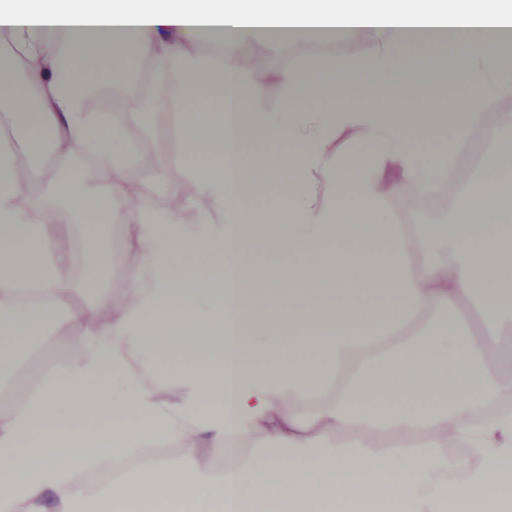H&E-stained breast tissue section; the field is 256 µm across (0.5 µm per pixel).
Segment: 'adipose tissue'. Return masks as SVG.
<instances>
[{"mask_svg": "<svg viewBox=\"0 0 512 512\" xmlns=\"http://www.w3.org/2000/svg\"><path fill=\"white\" fill-rule=\"evenodd\" d=\"M512 10L504 0H10L0 30L23 58L0 70V123L33 119L27 148L44 141L97 156L114 186L131 148L113 113L87 106L101 86L123 112L141 111L131 89L142 56L167 79L177 183L144 211L127 195L101 200L58 171L19 172L0 151V381L22 366L52 311L86 329L87 350L54 368L27 398L0 413V512H69L77 476L107 459L140 460L161 441L184 460H153L145 483L114 475L106 512H248L275 502L382 496L406 512H447L449 468L476 493L474 512H512V412L471 415L512 399V378L488 354L512 328V154L496 155L460 194L447 223H396L384 204L392 184L430 193L448 181L458 148L486 110L512 98ZM322 36L367 41L365 54H325L279 71L282 103H263L238 46ZM459 42L448 67L430 57L408 75L396 59L408 40ZM463 89L461 105L442 103ZM431 98L424 111L380 106L383 95ZM446 152L413 144L438 133ZM346 135L351 148L336 139ZM293 145L274 158L272 143ZM369 153H361V146ZM48 181L51 205L27 197ZM188 180L190 193L178 183ZM277 197L263 210L252 198ZM192 213L185 223L183 213ZM135 228L141 246L125 269L131 303L96 291L73 310L68 237L97 223ZM210 257L171 274V253ZM268 254L282 264L260 268ZM474 299L487 327L470 332L458 310ZM278 305L269 317L256 306ZM223 408L199 413L203 397ZM97 417L107 428L82 431ZM354 436L353 448L334 441ZM256 435L291 457H242L212 476L201 444L238 448ZM469 457L449 464L447 449Z\"/></svg>", "mask_w": 512, "mask_h": 512, "instance_id": "adipose-tissue-1", "label": "adipose tissue"}]
</instances>
